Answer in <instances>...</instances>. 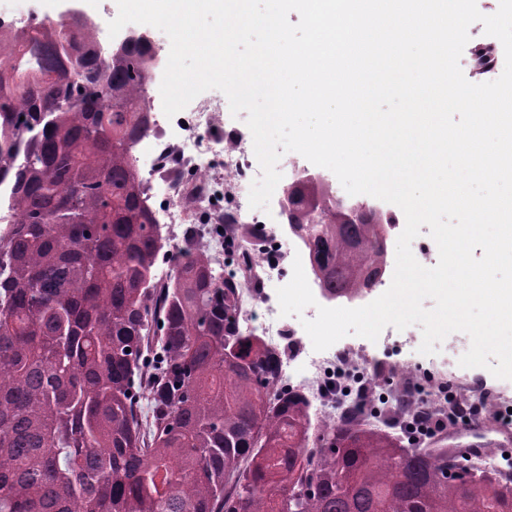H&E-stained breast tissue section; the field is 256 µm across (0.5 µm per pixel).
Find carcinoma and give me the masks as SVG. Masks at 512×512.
Instances as JSON below:
<instances>
[{
  "label": "carcinoma",
  "instance_id": "1",
  "mask_svg": "<svg viewBox=\"0 0 512 512\" xmlns=\"http://www.w3.org/2000/svg\"><path fill=\"white\" fill-rule=\"evenodd\" d=\"M95 30L0 52V512H512V484L454 473L446 448L343 424L309 446L307 402L268 396L279 355L238 329L205 248L157 287L131 155L151 129L147 42L73 53ZM282 194L328 295L377 285L382 211L345 218L327 177Z\"/></svg>",
  "mask_w": 512,
  "mask_h": 512
}]
</instances>
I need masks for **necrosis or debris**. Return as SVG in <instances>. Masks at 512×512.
<instances>
[{
    "instance_id": "obj_1",
    "label": "necrosis or debris",
    "mask_w": 512,
    "mask_h": 512,
    "mask_svg": "<svg viewBox=\"0 0 512 512\" xmlns=\"http://www.w3.org/2000/svg\"><path fill=\"white\" fill-rule=\"evenodd\" d=\"M221 112V106L201 99L171 118L157 109L150 112L151 133L136 144L133 157L147 174L146 195L162 239L185 228L194 231L216 267L228 264L237 272L251 268V276L238 283V327L268 349L287 350L269 392L290 391L308 401L310 437L341 423L354 409L360 410L362 423L379 424L360 387L364 380L380 377L381 366L360 360L359 349L349 345L314 350L302 324L282 320L270 303L268 288L284 281L287 265L297 258L317 305H327L328 300L304 240L269 228V219L249 206L257 174L252 139L242 137L221 147L206 136ZM249 224L263 225L259 240L246 236ZM420 369L416 357H407L391 390L397 395L426 393L428 410L454 426L498 427L512 413L511 402L497 393L472 389L457 373L435 370L422 381Z\"/></svg>"
}]
</instances>
